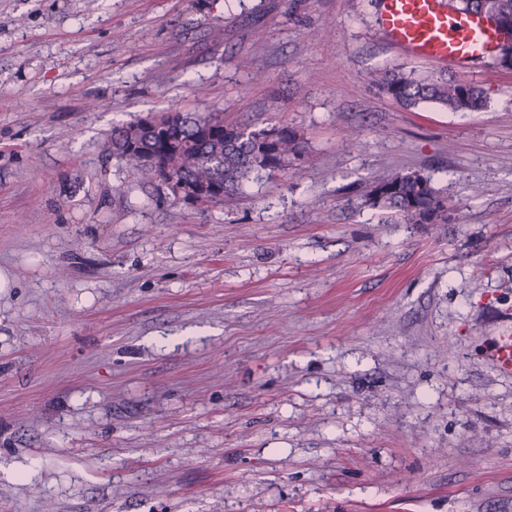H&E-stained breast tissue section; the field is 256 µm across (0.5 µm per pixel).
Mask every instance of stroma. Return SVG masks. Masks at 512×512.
I'll return each mask as SVG.
<instances>
[{"label":"stroma","instance_id":"stroma-1","mask_svg":"<svg viewBox=\"0 0 512 512\" xmlns=\"http://www.w3.org/2000/svg\"><path fill=\"white\" fill-rule=\"evenodd\" d=\"M392 68L457 75L378 0H0V512H512V69L451 112ZM175 109L304 177L147 197L107 142ZM413 170L448 223L366 204ZM373 81L390 98L405 107L432 102L451 112H478L486 103L481 87L447 78H418L402 71L375 73Z\"/></svg>","mask_w":512,"mask_h":512}]
</instances>
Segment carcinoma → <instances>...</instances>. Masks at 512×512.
I'll return each instance as SVG.
<instances>
[{"mask_svg":"<svg viewBox=\"0 0 512 512\" xmlns=\"http://www.w3.org/2000/svg\"><path fill=\"white\" fill-rule=\"evenodd\" d=\"M456 10L512 26V0H459ZM373 81L405 107L432 102L450 112H478L486 103L483 89L467 82L418 78L395 70L379 72ZM158 117L163 132L144 127L139 118L114 127L109 147L125 164L134 185L145 189L158 181L175 201L181 188L201 185L214 190L212 204L221 205L251 176L282 171L288 168L290 157L302 153L297 131L286 124L256 129L226 124L213 112L170 111ZM148 156L165 159V166H147L144 158ZM366 203L407 224L448 223L447 197L418 170L374 184Z\"/></svg>","mask_w":512,"mask_h":512,"instance_id":"obj_1","label":"carcinoma"}]
</instances>
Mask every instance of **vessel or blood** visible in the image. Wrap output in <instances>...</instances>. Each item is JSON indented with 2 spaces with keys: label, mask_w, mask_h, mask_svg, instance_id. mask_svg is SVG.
I'll list each match as a JSON object with an SVG mask.
<instances>
[{
  "label": "vessel or blood",
  "mask_w": 512,
  "mask_h": 512,
  "mask_svg": "<svg viewBox=\"0 0 512 512\" xmlns=\"http://www.w3.org/2000/svg\"><path fill=\"white\" fill-rule=\"evenodd\" d=\"M378 26L390 46L440 65L464 68L499 51L490 19L452 13L442 0H379Z\"/></svg>",
  "instance_id": "b4317fda"
}]
</instances>
